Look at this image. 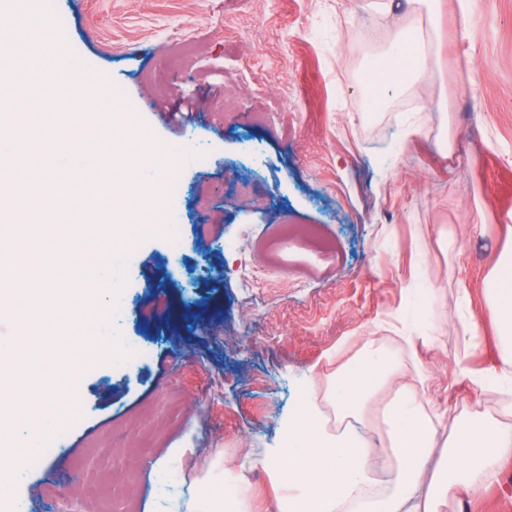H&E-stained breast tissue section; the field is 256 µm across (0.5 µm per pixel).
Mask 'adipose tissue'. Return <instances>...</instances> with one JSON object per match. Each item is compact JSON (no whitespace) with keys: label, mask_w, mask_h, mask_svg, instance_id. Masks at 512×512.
<instances>
[{"label":"adipose tissue","mask_w":512,"mask_h":512,"mask_svg":"<svg viewBox=\"0 0 512 512\" xmlns=\"http://www.w3.org/2000/svg\"><path fill=\"white\" fill-rule=\"evenodd\" d=\"M440 2L407 0L406 24L393 35L396 49L381 59L378 93L432 78V71L418 59L415 39L425 23L439 15ZM488 293L502 345L500 379L512 384V256L497 266ZM393 369L390 355L368 344L361 357L334 378L328 398L343 416L359 417ZM388 424L392 479L384 493L374 494L366 466L370 450L362 439L330 433L312 398L285 417L286 441L265 449L254 461L276 483L279 512H438L447 499L492 484L512 458V428L490 415L477 413L455 421L440 446L435 442L436 421L408 394L392 407ZM438 449L442 462L429 469Z\"/></svg>","instance_id":"obj_1"}]
</instances>
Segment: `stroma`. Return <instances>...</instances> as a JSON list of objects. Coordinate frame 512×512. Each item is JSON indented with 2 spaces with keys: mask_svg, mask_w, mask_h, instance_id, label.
I'll return each mask as SVG.
<instances>
[{
  "mask_svg": "<svg viewBox=\"0 0 512 512\" xmlns=\"http://www.w3.org/2000/svg\"><path fill=\"white\" fill-rule=\"evenodd\" d=\"M65 16L38 41L32 71L53 60L70 80L109 88L113 127L204 156L179 173L176 270L152 238L128 269L117 326L151 351L145 363L76 374L80 423L22 472L27 512H63L60 497L132 471V512H166L215 478L277 512L272 481L251 459L285 438L284 417L326 402L327 378L368 341L397 364L361 419L367 465L384 491L383 413L402 392L427 412L480 410L512 426L498 386L502 350L487 281L512 251V0H476L463 17L443 0L444 49L431 82L376 101L365 74L402 21L389 0H30ZM447 113L436 110L439 100ZM191 104L186 122L168 112ZM265 112L269 123L252 124ZM419 127L408 138L407 126ZM247 143L259 145L254 159ZM320 225L334 253L276 275L258 243L272 225ZM218 249L222 288L205 254ZM185 454L165 469L168 449ZM440 512H512V461L489 486Z\"/></svg>",
  "mask_w": 512,
  "mask_h": 512,
  "instance_id": "35a3bbf8",
  "label": "stroma"
}]
</instances>
